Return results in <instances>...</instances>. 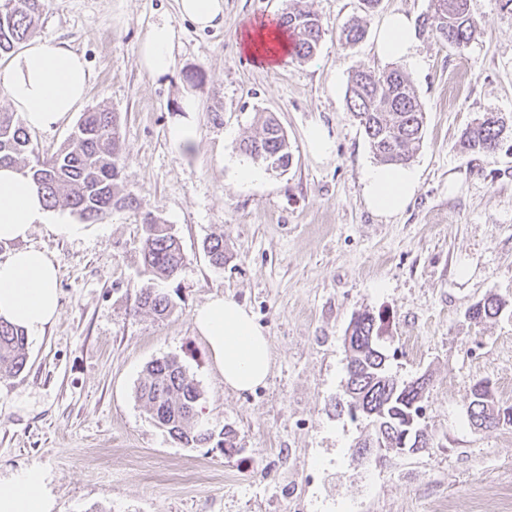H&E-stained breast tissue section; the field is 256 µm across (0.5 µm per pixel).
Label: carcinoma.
<instances>
[{
  "instance_id": "carcinoma-1",
  "label": "carcinoma",
  "mask_w": 512,
  "mask_h": 512,
  "mask_svg": "<svg viewBox=\"0 0 512 512\" xmlns=\"http://www.w3.org/2000/svg\"><path fill=\"white\" fill-rule=\"evenodd\" d=\"M41 8L42 0H0V56L36 36ZM280 25L291 35V56L306 60L315 54L322 25L302 0H284ZM420 28L439 41L464 49L475 31L468 0H431ZM364 35L362 26L346 25L339 32V41L345 46L355 44ZM346 105L381 163L405 165L413 158L423 138L424 112L401 69L352 71ZM502 132L499 118L487 113L465 130L462 145L474 152L492 153L499 147ZM239 149L265 166L278 162L286 168L292 162L288 138L272 117L262 121L256 134L243 139ZM0 162L12 163L30 177L47 208L68 210L85 222L103 221L118 209L141 212V250L149 282L136 296L135 305L160 318L172 312L169 294L155 287V282L175 279L186 255L171 225L142 210L137 197L119 193L125 163L116 113L105 109L83 113L68 139L45 156L32 143L18 113L0 111ZM203 249L214 268H224V236L209 238ZM381 332L372 314L358 315L351 333L354 372L348 376V386L352 392L336 401L338 414L353 418L352 409L371 406L383 409L389 417L399 416L408 404L424 397L388 375L386 361L368 346V336ZM26 347L24 330L0 318V371H22ZM136 394L151 419L184 447L195 448L211 440L208 424L199 418L198 385L176 359L163 357L151 362Z\"/></svg>"
}]
</instances>
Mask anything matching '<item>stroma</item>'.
<instances>
[{
  "label": "stroma",
  "mask_w": 512,
  "mask_h": 512,
  "mask_svg": "<svg viewBox=\"0 0 512 512\" xmlns=\"http://www.w3.org/2000/svg\"><path fill=\"white\" fill-rule=\"evenodd\" d=\"M323 38L308 61L268 69L239 44L249 21L280 14L282 0H224V25L201 31L176 0H43L39 39L66 42L91 72L81 111L55 129L32 131L39 152L66 140L82 110L117 113L125 157L122 193L176 230L187 262L167 284L164 319L136 311L146 278L140 213L79 222L63 210L36 225L28 245L59 267L61 306L43 334L27 339L18 374L0 373V479L44 475L54 512H512V424L475 429L472 386L490 381L512 406V5L470 0L477 32L463 50L417 32L403 69L426 113L410 162L419 173L406 209H368L363 174L376 165L345 91L352 70H381L377 31L394 12L425 14L430 0H305ZM360 20L364 39L338 41ZM178 32L168 74L142 71L137 50L150 26ZM201 71L200 81L185 75ZM192 96L194 150L176 151L169 131ZM503 124L491 154L462 148L483 114ZM283 127L286 171L249 163L237 149L264 116ZM324 125L329 158L313 157L304 132ZM79 224L75 235L57 232ZM223 235L214 268L203 243ZM221 293L245 306L272 345L273 366L250 392L226 388L192 313ZM506 307L473 320L488 294ZM384 319L380 344L398 380L425 375L417 453L355 455L370 429L337 414L347 379L346 330L358 314ZM177 358L199 385V409L234 445L186 448L158 427L136 397L149 362Z\"/></svg>",
  "instance_id": "35a3bbf8"
}]
</instances>
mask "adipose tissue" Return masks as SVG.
I'll return each instance as SVG.
<instances>
[{"mask_svg": "<svg viewBox=\"0 0 512 512\" xmlns=\"http://www.w3.org/2000/svg\"><path fill=\"white\" fill-rule=\"evenodd\" d=\"M177 39L171 24H154L138 48L142 69L154 76L167 74ZM240 39L246 54L268 68L277 67L290 49L286 31L273 17L245 27ZM414 40L411 18L390 14L380 27L376 53L384 60L412 62ZM90 77L77 51L37 39L0 70V88L29 128L49 130L84 102ZM417 185L413 168L374 166L364 174L363 195L372 212L389 218L404 210ZM48 220L32 181L15 167L0 166V243L10 247L0 259V318L29 335L39 334L59 311L57 266L46 251L26 244L35 225ZM193 323L226 387L246 392L265 382L272 367L270 342L244 307L214 294L195 309ZM0 512H53L42 474L28 471L0 480Z\"/></svg>", "mask_w": 512, "mask_h": 512, "instance_id": "obj_1", "label": "adipose tissue"}]
</instances>
